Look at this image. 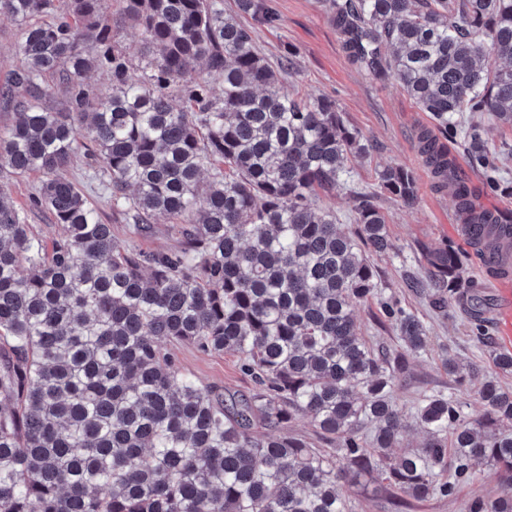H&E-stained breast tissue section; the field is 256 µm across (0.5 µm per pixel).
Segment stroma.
<instances>
[{"instance_id":"stroma-1","label":"stroma","mask_w":512,"mask_h":512,"mask_svg":"<svg viewBox=\"0 0 512 512\" xmlns=\"http://www.w3.org/2000/svg\"><path fill=\"white\" fill-rule=\"evenodd\" d=\"M262 2L269 18L240 12L237 0H224V11L253 29L261 53L269 60L291 55L294 65L282 73L279 82L283 92L325 95L335 100L346 124L360 132L366 146L362 156L349 162L346 181L317 201L318 206L334 211L337 224L344 228L353 225L361 193L376 195L386 216L395 249L369 256L379 273V288L377 298L359 309L360 333L375 348L398 349L397 335L381 313L380 302L384 299L413 312L428 331L427 347L408 355V368L397 390L398 406L407 426L404 445L415 447L424 440L423 432L414 424V413L418 401L426 395H454L463 402L467 420L477 421L485 411L476 396L481 382L494 375L502 385L512 388V374H496L491 361L492 353L502 349L497 315L508 297L493 288L480 289L482 315L476 319L469 307L453 302L447 309H438L429 296L430 252L453 248L464 256L467 275L475 280L481 277L471 245L461 234L456 200L449 190L437 186L419 153L420 131H437L436 122L429 113L420 111L396 83L373 80L351 64L326 0ZM455 121V132L443 135L442 140L470 188L474 205L485 211L512 214V127L495 123L482 112H463ZM482 155L495 162L499 187L490 185L488 169L478 162ZM396 164L411 168L416 175L418 196L413 205H405L379 187L378 170ZM67 176L96 207L103 222L111 225L121 243L148 254L178 248L179 236L166 219H157L138 232L123 215L113 211L106 179L85 154H78ZM42 181L38 172L19 174L8 167L0 168V187L17 207L28 210L35 234L48 244L56 237L58 226L49 210L31 207ZM171 352L181 373L200 386L244 395L252 388L236 355L204 352L191 345L172 346ZM452 360L472 365L471 381L460 386L449 378L448 363ZM501 492L497 469L482 464L476 467L473 481L461 485L450 500L418 503L373 491L364 484L350 487L347 496L352 512H465L467 502L475 496L494 498Z\"/></svg>"}]
</instances>
